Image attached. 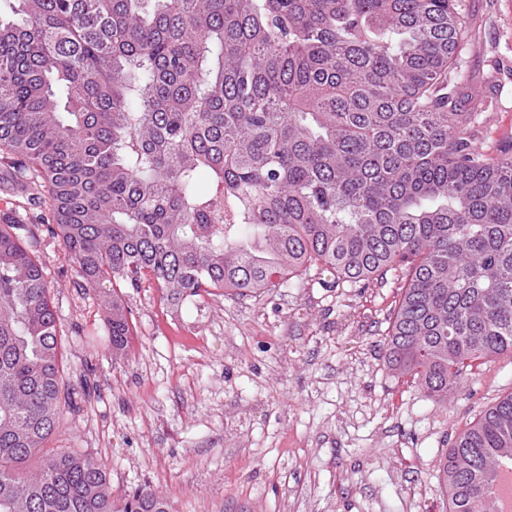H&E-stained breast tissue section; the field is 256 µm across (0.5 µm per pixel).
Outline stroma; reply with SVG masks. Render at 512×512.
Here are the masks:
<instances>
[{
  "mask_svg": "<svg viewBox=\"0 0 512 512\" xmlns=\"http://www.w3.org/2000/svg\"><path fill=\"white\" fill-rule=\"evenodd\" d=\"M469 36L457 79L480 105L476 150L512 156V0H461ZM0 159V209L49 214L45 187L21 192ZM45 264L64 333V393L81 394L46 445L102 459L112 495L150 488L169 512H448L440 462L459 432L512 393V355L464 375L447 399L388 364L401 272L360 288L319 270L241 296L173 303L154 280L122 291L134 328L113 350L101 295L58 240Z\"/></svg>",
  "mask_w": 512,
  "mask_h": 512,
  "instance_id": "35a3bbf8",
  "label": "stroma"
}]
</instances>
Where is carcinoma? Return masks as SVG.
Listing matches in <instances>:
<instances>
[{
	"mask_svg": "<svg viewBox=\"0 0 512 512\" xmlns=\"http://www.w3.org/2000/svg\"><path fill=\"white\" fill-rule=\"evenodd\" d=\"M0 153L42 182L52 238L109 305L154 278L173 302L275 288L311 268L407 271L388 361L444 399L512 353V158L470 142L458 0H3ZM0 212V512H167L116 502L106 464L44 450L62 335L46 268ZM39 460L27 474L25 464ZM512 394L461 432L448 512H495Z\"/></svg>",
	"mask_w": 512,
	"mask_h": 512,
	"instance_id": "obj_1",
	"label": "carcinoma"
}]
</instances>
